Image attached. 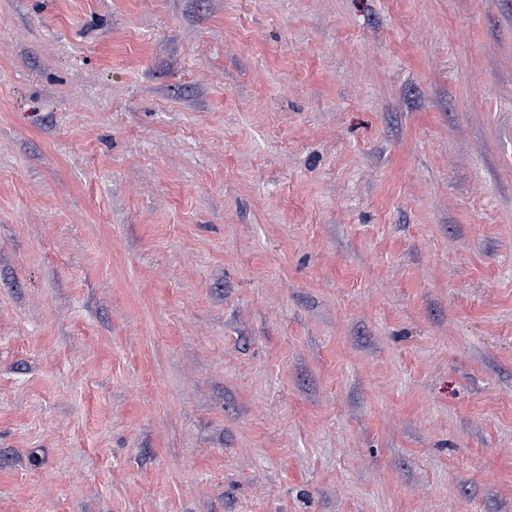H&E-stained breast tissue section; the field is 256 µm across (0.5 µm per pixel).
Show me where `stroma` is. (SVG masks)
Wrapping results in <instances>:
<instances>
[{
	"label": "stroma",
	"mask_w": 512,
	"mask_h": 512,
	"mask_svg": "<svg viewBox=\"0 0 512 512\" xmlns=\"http://www.w3.org/2000/svg\"><path fill=\"white\" fill-rule=\"evenodd\" d=\"M0 512H512V0H0Z\"/></svg>",
	"instance_id": "1"
}]
</instances>
